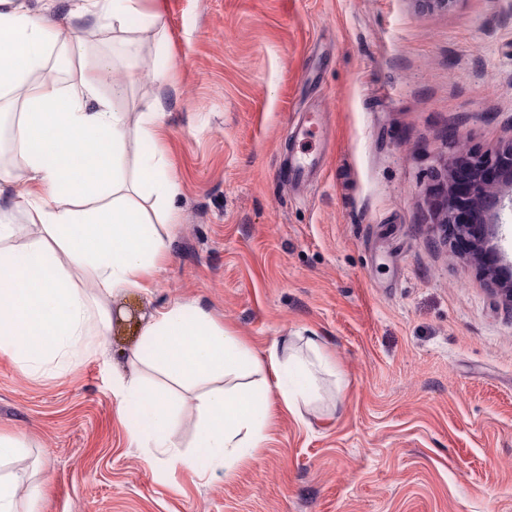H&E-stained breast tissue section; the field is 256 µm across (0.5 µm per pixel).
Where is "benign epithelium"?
Segmentation results:
<instances>
[{"instance_id":"obj_1","label":"benign epithelium","mask_w":512,"mask_h":512,"mask_svg":"<svg viewBox=\"0 0 512 512\" xmlns=\"http://www.w3.org/2000/svg\"><path fill=\"white\" fill-rule=\"evenodd\" d=\"M436 179L431 223L454 237H472L475 255H480L502 206L501 188L512 187V142L486 152L463 143L455 163L443 165Z\"/></svg>"}]
</instances>
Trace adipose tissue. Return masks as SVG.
Instances as JSON below:
<instances>
[{
  "label": "adipose tissue",
  "mask_w": 512,
  "mask_h": 512,
  "mask_svg": "<svg viewBox=\"0 0 512 512\" xmlns=\"http://www.w3.org/2000/svg\"><path fill=\"white\" fill-rule=\"evenodd\" d=\"M142 2L82 0L75 13L122 32L134 15L143 25L155 22ZM61 35L53 20L0 0V97L14 96L21 106L10 149L25 169L19 175L0 168V195L38 230L25 248L7 247L16 229L0 209V349L31 373L96 355L112 297L148 288L169 242L139 197L156 195L165 204V223L179 221L172 202L180 185L158 150L140 154L134 178L123 166L129 134L155 141L163 104L129 125L113 105L121 85L108 95L101 90L111 62L106 54L80 55L66 82L47 75ZM306 345L314 356L309 365L288 346L258 354L199 304H177L147 322L128 357V374L117 383L118 407L138 406L135 440L158 449L169 466L195 472V456L176 439L166 392L144 386L140 369L152 366L182 385L214 380L196 396L197 441L208 451L211 471L229 475L265 441L274 406L300 415L317 392L316 371L335 373L316 337ZM21 450L19 441L0 434V512H35L42 496L39 483L9 469Z\"/></svg>",
  "instance_id": "obj_1"
}]
</instances>
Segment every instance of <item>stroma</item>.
<instances>
[{"mask_svg": "<svg viewBox=\"0 0 512 512\" xmlns=\"http://www.w3.org/2000/svg\"><path fill=\"white\" fill-rule=\"evenodd\" d=\"M57 20L70 57L117 35ZM114 63L129 119L166 105L160 148L181 219L146 291L123 292L95 357L27 373L0 351V433L26 443L12 468L42 482L38 512H512V308L428 192L456 135L512 141V0H158ZM168 78L156 76L158 43ZM319 118L317 140L294 128ZM317 155L309 182L289 155ZM198 302L252 350L318 337L333 379L302 417L276 414L232 476L173 469L131 435L116 379L151 313ZM179 438L196 441L193 391L174 390Z\"/></svg>", "mask_w": 512, "mask_h": 512, "instance_id": "35a3bbf8", "label": "stroma"}]
</instances>
